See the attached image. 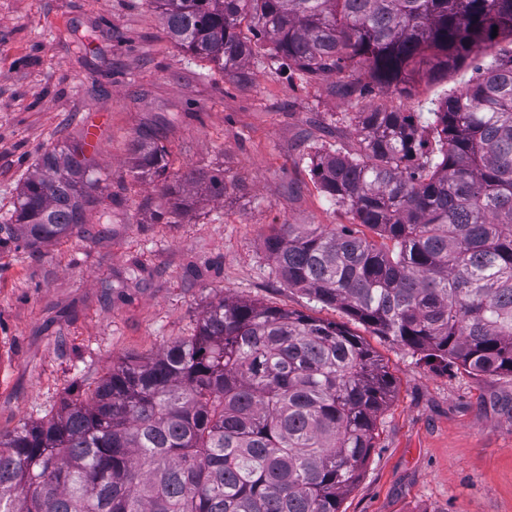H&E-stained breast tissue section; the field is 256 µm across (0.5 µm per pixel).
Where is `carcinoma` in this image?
<instances>
[{
  "label": "carcinoma",
  "mask_w": 512,
  "mask_h": 512,
  "mask_svg": "<svg viewBox=\"0 0 512 512\" xmlns=\"http://www.w3.org/2000/svg\"><path fill=\"white\" fill-rule=\"evenodd\" d=\"M153 2L172 41L226 73L255 38L312 78L363 70L404 94L420 66L437 79L512 38V0ZM356 132L355 154L318 152L311 174L371 235L278 224L265 240L276 274L445 368L512 375V48L427 118L362 112ZM132 155L134 179L163 183L167 224L192 188L224 195L222 171L170 174L151 133ZM101 183L81 145L47 151L0 233L31 249L78 234ZM392 387L347 329L222 298L191 339L0 431V512H339Z\"/></svg>",
  "instance_id": "cac0c4a2"
}]
</instances>
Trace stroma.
Instances as JSON below:
<instances>
[{
    "mask_svg": "<svg viewBox=\"0 0 512 512\" xmlns=\"http://www.w3.org/2000/svg\"><path fill=\"white\" fill-rule=\"evenodd\" d=\"M491 58L417 77L412 94L341 97L255 46L237 76L165 34L151 0H0V225L40 155L84 143L107 198L80 235L0 246V431L55 415L111 367L195 334L204 308L237 298L349 330L395 390L339 512H512V376L442 367L336 306L288 287L264 246L276 224L352 225L311 177L321 151L355 153L357 115L430 112ZM157 131L170 170L220 169L178 223H156L154 182L131 175L137 132Z\"/></svg>",
    "mask_w": 512,
    "mask_h": 512,
    "instance_id": "stroma-1",
    "label": "stroma"
}]
</instances>
